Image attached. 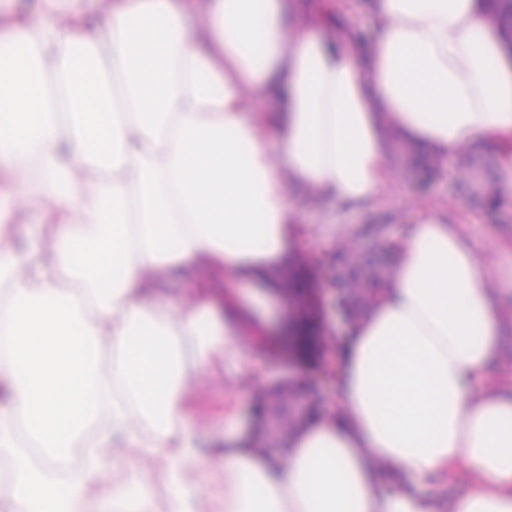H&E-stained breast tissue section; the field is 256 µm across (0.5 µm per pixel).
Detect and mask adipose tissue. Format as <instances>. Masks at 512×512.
I'll return each mask as SVG.
<instances>
[{
    "label": "adipose tissue",
    "instance_id": "adipose-tissue-1",
    "mask_svg": "<svg viewBox=\"0 0 512 512\" xmlns=\"http://www.w3.org/2000/svg\"><path fill=\"white\" fill-rule=\"evenodd\" d=\"M51 2L32 22L0 0L12 19L0 28V279L15 285L0 307V447L17 418L38 452L17 451L0 505L69 512L122 465V447L165 455L168 489L160 509L113 480L120 512H441L421 485L460 468L471 482L453 512H512V395L472 385L497 356L512 265L489 280L437 208L415 209L392 276L352 326L334 416L297 433L285 460L239 447L225 397L216 497L192 473L199 430L184 415L189 380L215 360L247 377L286 250L305 233L289 186L377 201L394 180L390 131L444 159L512 143V62L486 0H373L366 54L325 36L299 0ZM268 95L278 116L258 106ZM50 218L63 234L42 236ZM189 263L223 272V318L208 316L204 287L152 302ZM65 277L78 289L60 291ZM242 281L258 286L251 299ZM107 348L118 356L104 363ZM108 386L111 417L59 486Z\"/></svg>",
    "mask_w": 512,
    "mask_h": 512
}]
</instances>
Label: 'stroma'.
Here are the masks:
<instances>
[{
	"label": "stroma",
	"mask_w": 512,
	"mask_h": 512,
	"mask_svg": "<svg viewBox=\"0 0 512 512\" xmlns=\"http://www.w3.org/2000/svg\"><path fill=\"white\" fill-rule=\"evenodd\" d=\"M326 12L341 19L365 43H373L376 22L370 8L371 0H321ZM387 163L398 174L400 188L387 192L373 206L349 208L330 198L310 203L307 190L292 189L297 203L293 216L295 223L305 225L307 231L300 243L297 257L289 259V268L307 266L322 287H334L345 279L348 271L337 261L335 246L338 235L358 232L359 248L366 252L370 264L362 276L368 287L381 288L383 273L393 265L389 242L403 238L409 229L407 212L410 201L438 207L447 214L450 223L461 225L468 241L478 248L504 244L512 248V202L499 204L497 209L486 208L482 199L484 189L498 186L502 176L500 153H484L479 163V186L469 189L457 184L454 159H447L439 172L428 173L416 160H405L387 154ZM208 279L213 306L224 303V275L195 268L184 276L166 280L158 291L159 297L190 298L196 283ZM268 332L277 348L269 355L260 349L251 352L250 377L238 389L237 406L241 427L246 437L252 438L255 448L267 457L283 459L288 453V441L281 437L278 425L282 417L295 420L304 427L310 417L332 409L339 393V383L330 377L303 376L291 353V327L288 311L279 304L268 310ZM266 392L264 404H257L258 392ZM224 401V367L216 365L203 372L199 389L190 407L189 417L204 426L201 458L194 471L200 483L213 491H223L224 470L216 458L218 448L224 445L219 411Z\"/></svg>",
	"instance_id": "1"
}]
</instances>
